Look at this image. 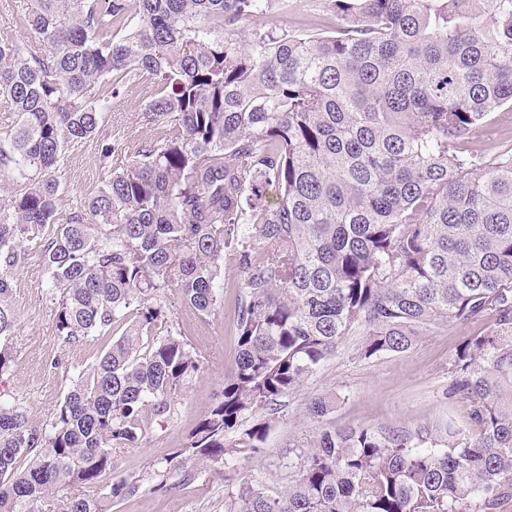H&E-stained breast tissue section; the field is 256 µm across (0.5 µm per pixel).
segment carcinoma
<instances>
[{
  "label": "carcinoma",
  "mask_w": 512,
  "mask_h": 512,
  "mask_svg": "<svg viewBox=\"0 0 512 512\" xmlns=\"http://www.w3.org/2000/svg\"><path fill=\"white\" fill-rule=\"evenodd\" d=\"M331 6V35L240 37L231 26L277 0H32L27 39L0 34V99L17 113L0 128V376L32 242L55 335L104 341L41 424L0 392V512H40L48 494L56 512H106L138 491L121 478L101 495L111 448L176 414L229 252L234 367L169 466L189 480L261 448L269 422L243 429L245 415H274L347 336L370 359L459 326L445 396L470 403L469 427L324 430L286 490L245 481L229 512H495L512 498V146L491 161L465 148L512 109V0ZM134 81L151 138L60 216L67 151L95 140L109 163L122 143L105 115ZM172 296L194 323L172 318ZM168 474L142 481L161 490Z\"/></svg>",
  "instance_id": "obj_1"
}]
</instances>
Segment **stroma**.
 <instances>
[{
	"instance_id": "35a3bbf8",
	"label": "stroma",
	"mask_w": 512,
	"mask_h": 512,
	"mask_svg": "<svg viewBox=\"0 0 512 512\" xmlns=\"http://www.w3.org/2000/svg\"><path fill=\"white\" fill-rule=\"evenodd\" d=\"M274 21L292 34L315 30L330 33L340 26L328 0H288L287 16H275ZM142 112V89L130 84L107 115L110 127L131 134L128 151L115 157V164H126L131 149L150 136ZM96 152L94 143L83 144L61 170L60 179L66 187L61 211H68L85 193L107 180L108 170L99 165ZM241 278L233 255H226L224 309L206 328L207 349L201 369L183 391L177 417L140 447H114V478L137 480L149 467L165 468L168 454L183 443L187 431L209 410L234 365L235 306L240 294L236 284ZM13 301L17 321L10 341L16 356L10 373L0 377V390L25 405L35 421L43 422L49 420L78 372L99 357L101 346L91 338L68 344L56 336L54 306L40 250H29L21 263ZM465 334L462 328H445L424 337L407 353L371 359L359 357L358 337H347L299 390L284 398L259 451L237 456L231 467L219 472L198 468L188 481L172 475L169 491H138L113 504L110 512H228L232 493L246 480L259 483L268 493H278L292 480L300 451L311 448L325 428L365 425L393 431L412 430L421 424L442 428L451 421L465 424L469 403L451 402L444 395L448 361ZM321 395L334 396L336 407L318 420L308 408L311 400Z\"/></svg>"
}]
</instances>
